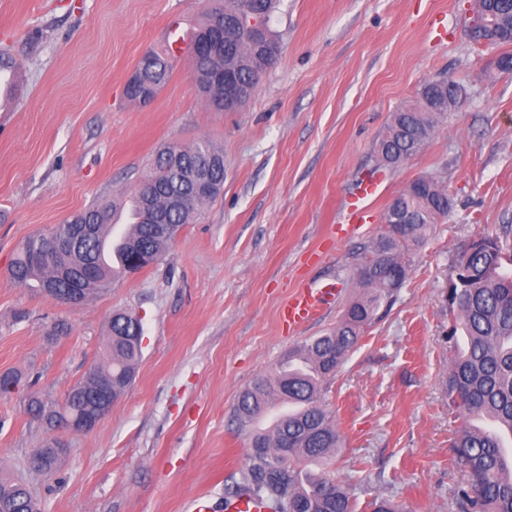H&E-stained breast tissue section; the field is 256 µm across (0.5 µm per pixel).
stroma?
Returning a JSON list of instances; mask_svg holds the SVG:
<instances>
[{
  "instance_id": "35a3bbf8",
  "label": "stroma",
  "mask_w": 512,
  "mask_h": 512,
  "mask_svg": "<svg viewBox=\"0 0 512 512\" xmlns=\"http://www.w3.org/2000/svg\"><path fill=\"white\" fill-rule=\"evenodd\" d=\"M212 0H0V48L23 67L14 111L0 118V474L24 480L42 512H186L223 496L247 462L238 393L289 350L335 328L356 293L364 245L419 177L451 199L446 218L404 255L393 305L363 333L321 401L344 442L335 476L356 512L376 495L406 512H460L464 480L452 443L461 421L443 383L454 353L448 284L482 235L512 224V73L472 41L473 0H280L270 28L278 63L233 112L207 108L187 52L150 103L124 87L140 56L164 50L170 27L195 28ZM464 88L428 144L380 168L374 144L421 84ZM207 139L224 152V190L163 259L74 307L9 282L31 236L98 200L129 199L156 152ZM379 182L371 217L337 236L344 200ZM338 288L337 305L304 327L281 319L303 287ZM143 327L133 385L93 430L46 432L20 403L63 396L85 377L113 311ZM66 453L49 476L28 471L48 438Z\"/></svg>"
}]
</instances>
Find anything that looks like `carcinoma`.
I'll return each mask as SVG.
<instances>
[{"label":"carcinoma","mask_w":512,"mask_h":512,"mask_svg":"<svg viewBox=\"0 0 512 512\" xmlns=\"http://www.w3.org/2000/svg\"><path fill=\"white\" fill-rule=\"evenodd\" d=\"M268 20L279 0H214L203 22L193 29L202 33L224 19V51L191 57V64L209 108L221 111L224 81L217 75L233 74L244 88L243 104L267 69L266 55L279 50L276 36L242 27L237 22L244 2ZM492 13L496 29L507 32L496 46L512 45V0H481L477 14ZM154 63L143 76L130 100L145 92L153 97L168 82L173 64L169 53L153 52ZM445 76L427 80L416 100L394 113L378 137L374 153L379 164L397 167L420 152L432 138L439 120L447 117L448 88ZM217 167L219 189L207 197L176 204L193 176L196 165ZM131 205L135 223L117 240L110 239L115 201H100L71 215L43 233L29 238L13 260L11 282L36 283L38 290L67 288L71 278L89 259L97 275L83 284V297L97 294L125 276L143 269L129 265L131 255L144 249L160 260L187 224L202 216L224 188V154L207 140L190 148L164 146L139 180ZM399 208L414 222L383 235L363 247L362 260L354 268L358 293L350 300L342 321L321 336L312 337L288 352L272 374L256 379L240 391L235 406L239 426L248 431V463L232 492L245 489L268 501L272 512H354L345 482L334 472L314 473L308 463L326 464L336 457L341 434L334 417L321 402V391L344 362L361 334L381 317L380 310L395 301L407 277L401 255L422 244L431 225L448 215V194L435 181L419 177L394 198L384 212L383 223L392 222ZM163 212L166 227L157 231L149 213ZM74 224H92L95 235L64 259L53 256L46 244L66 235ZM512 224L500 225L495 236L472 242L463 255L454 280L448 285V305L457 312L449 338L455 355L448 367L446 392L462 424L453 442L456 462L466 479L457 490L462 512H512V460L506 456L512 444ZM134 314L112 313L107 341L100 361L86 377L73 385L59 402L32 394L27 411L32 419L47 422L50 430L94 408L91 393L105 381L112 384V403L129 390L141 361V338L133 335ZM31 465L45 463L48 472L60 464L59 454L46 446L35 452ZM0 512H39L28 486L0 477Z\"/></svg>","instance_id":"cac0c4a2"}]
</instances>
